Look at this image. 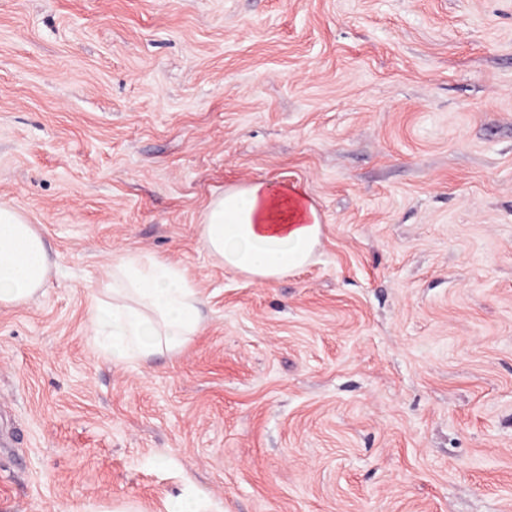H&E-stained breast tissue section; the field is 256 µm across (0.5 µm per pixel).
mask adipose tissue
<instances>
[{
  "mask_svg": "<svg viewBox=\"0 0 512 512\" xmlns=\"http://www.w3.org/2000/svg\"><path fill=\"white\" fill-rule=\"evenodd\" d=\"M321 234L316 208L295 185L258 181L230 188L202 215L207 250L226 268L261 279L281 278L308 265ZM50 265L36 225L20 209L0 203V303L32 301ZM89 313L108 359L144 365L182 352L201 329L203 301L178 265L124 253L113 257L106 280L93 288Z\"/></svg>",
  "mask_w": 512,
  "mask_h": 512,
  "instance_id": "1",
  "label": "adipose tissue"
}]
</instances>
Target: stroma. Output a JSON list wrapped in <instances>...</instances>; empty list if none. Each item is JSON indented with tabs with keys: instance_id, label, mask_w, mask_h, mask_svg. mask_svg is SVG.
Instances as JSON below:
<instances>
[{
	"instance_id": "obj_1",
	"label": "stroma",
	"mask_w": 512,
	"mask_h": 512,
	"mask_svg": "<svg viewBox=\"0 0 512 512\" xmlns=\"http://www.w3.org/2000/svg\"><path fill=\"white\" fill-rule=\"evenodd\" d=\"M296 184L311 263L212 257ZM0 201L54 264L0 305V512H512V0H0ZM177 264L184 351L105 358L113 256ZM321 234L319 214L297 185L258 181L230 188L202 215L207 250L226 268L261 279L281 278L308 265Z\"/></svg>"
}]
</instances>
